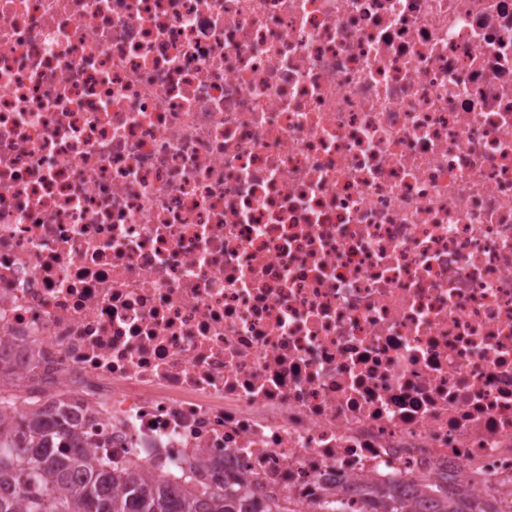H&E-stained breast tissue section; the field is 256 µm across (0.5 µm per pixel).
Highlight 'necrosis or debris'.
Listing matches in <instances>:
<instances>
[{"mask_svg":"<svg viewBox=\"0 0 512 512\" xmlns=\"http://www.w3.org/2000/svg\"><path fill=\"white\" fill-rule=\"evenodd\" d=\"M0 358L312 504L512 499V0H0ZM375 499L367 503L365 510L359 512H415L408 500L397 491L395 486L370 487Z\"/></svg>","mask_w":512,"mask_h":512,"instance_id":"1","label":"necrosis or debris"}]
</instances>
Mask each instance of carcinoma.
Here are the masks:
<instances>
[{
  "mask_svg": "<svg viewBox=\"0 0 512 512\" xmlns=\"http://www.w3.org/2000/svg\"><path fill=\"white\" fill-rule=\"evenodd\" d=\"M84 436L63 402L50 414L35 406L18 419L0 413V512H302L285 497L261 496L243 479L200 489L129 467L106 469L100 463L104 443L91 444L96 453L62 452ZM75 473L82 479L71 481ZM371 493L363 512H414L394 486H375ZM427 499L428 512H512V503L450 492L446 485ZM313 512L353 510L342 498H327Z\"/></svg>",
  "mask_w": 512,
  "mask_h": 512,
  "instance_id": "cac0c4a2",
  "label": "carcinoma"
}]
</instances>
